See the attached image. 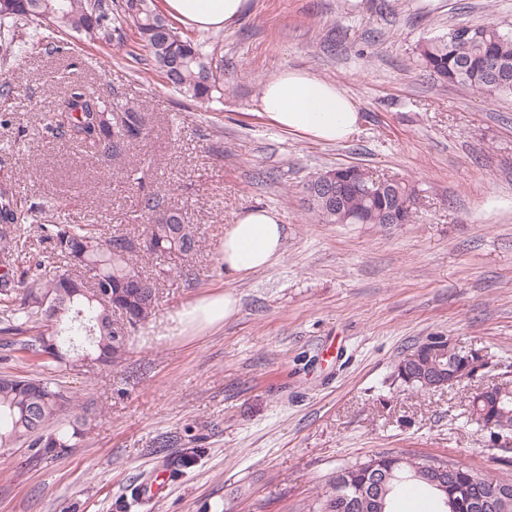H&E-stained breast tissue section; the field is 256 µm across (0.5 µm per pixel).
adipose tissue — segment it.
I'll return each instance as SVG.
<instances>
[{"label": "adipose tissue", "instance_id": "obj_1", "mask_svg": "<svg viewBox=\"0 0 512 512\" xmlns=\"http://www.w3.org/2000/svg\"><path fill=\"white\" fill-rule=\"evenodd\" d=\"M167 12L185 26L220 30L242 14L245 0H164ZM259 108L282 131L325 143L352 138L360 124L354 101L334 83L306 71L285 69L263 87ZM286 232L280 214L258 208L241 213L224 230L220 253L224 272L243 276L268 267L283 252Z\"/></svg>", "mask_w": 512, "mask_h": 512}]
</instances>
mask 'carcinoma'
I'll return each mask as SVG.
<instances>
[{
  "label": "carcinoma",
  "instance_id": "cac0c4a2",
  "mask_svg": "<svg viewBox=\"0 0 512 512\" xmlns=\"http://www.w3.org/2000/svg\"><path fill=\"white\" fill-rule=\"evenodd\" d=\"M135 30L140 45L162 78L192 99L221 92L224 67L213 65L204 45L184 39L160 14L156 0H0V20L46 22L61 32L85 34L112 42V13ZM423 68L441 80L475 93L512 95V35L494 24L465 27L461 35L433 37L419 46ZM51 134L68 137L86 147L113 153L148 136L140 113L126 114L125 126L112 130L108 105L78 83L71 84L45 124ZM350 182L342 211L347 224H377L383 210H393L396 223L413 221L414 187L398 181L381 190L361 174L358 166L333 169ZM327 172L305 187L308 211L320 222H338L321 193L312 191ZM165 195L149 193L141 200L140 217L147 220L146 250L158 257L191 255L199 248L197 233L179 234V209L165 203ZM0 333L29 335L19 351L37 366L57 365L79 370V357L112 366L122 362L133 333L155 312L157 282L168 275L161 267L146 276L134 262L139 251L129 247L131 235L105 232L100 224H40L41 238L52 254L64 260L59 269L38 259L20 303L13 299L10 272L21 247L22 210L8 191H0ZM467 381L464 355L448 349L442 358L418 344L394 365L392 377L402 390L428 393L438 365ZM95 408L82 403L72 388L39 373H0V448H28L36 458L58 457L84 436ZM468 419L486 432L491 446L512 437V379L477 393L469 403ZM435 457L383 452L340 467L312 506V512H394L397 497L415 486L431 495L434 512H512V478L494 470H479L465 459L448 460V479L434 482Z\"/></svg>",
  "mask_w": 512,
  "mask_h": 512
}]
</instances>
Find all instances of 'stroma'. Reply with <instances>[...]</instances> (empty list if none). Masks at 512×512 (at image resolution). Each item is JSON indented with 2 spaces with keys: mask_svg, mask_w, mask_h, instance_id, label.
<instances>
[{
  "mask_svg": "<svg viewBox=\"0 0 512 512\" xmlns=\"http://www.w3.org/2000/svg\"><path fill=\"white\" fill-rule=\"evenodd\" d=\"M512 31V0H247L220 31L177 32L224 64L220 100L166 85L133 32L111 45L28 25L0 45V182L39 206L24 221L138 224L143 191L166 193L202 248L169 259L152 320L122 363L76 373L55 366L101 413L54 459L0 448V512H130L157 474L167 489L138 512H310L338 467L378 452L466 456L512 475V451L488 449L467 423L463 384L399 391L393 366L443 334L512 366V96L478 95L418 65L417 48L460 25ZM336 83L362 116L352 139L286 133L259 112L283 69ZM74 82L114 111L141 112L147 139L90 153L55 139L45 115ZM357 165L414 186L409 224H322L306 210L317 173ZM278 211L282 257L226 276L224 227L239 211ZM230 293L236 314L181 324L188 304Z\"/></svg>",
  "mask_w": 512,
  "mask_h": 512,
  "instance_id": "1",
  "label": "stroma"
}]
</instances>
